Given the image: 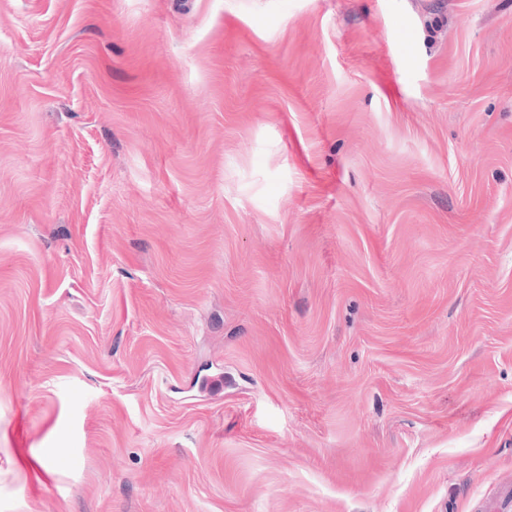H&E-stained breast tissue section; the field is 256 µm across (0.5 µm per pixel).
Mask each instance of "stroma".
<instances>
[{
    "mask_svg": "<svg viewBox=\"0 0 512 512\" xmlns=\"http://www.w3.org/2000/svg\"><path fill=\"white\" fill-rule=\"evenodd\" d=\"M511 478L512 0H0V512Z\"/></svg>",
    "mask_w": 512,
    "mask_h": 512,
    "instance_id": "35a3bbf8",
    "label": "stroma"
}]
</instances>
